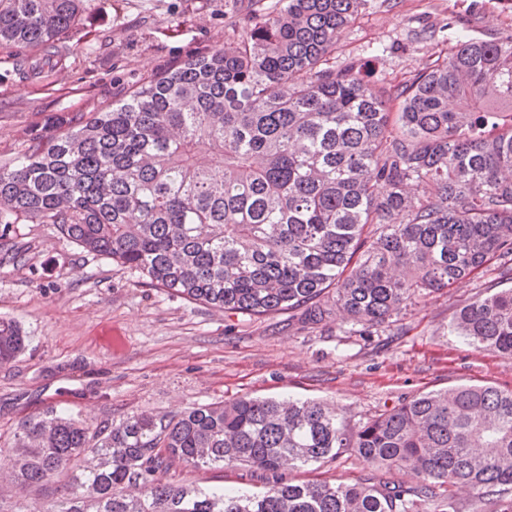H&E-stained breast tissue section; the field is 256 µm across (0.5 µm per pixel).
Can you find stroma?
I'll return each instance as SVG.
<instances>
[{"label": "stroma", "mask_w": 512, "mask_h": 512, "mask_svg": "<svg viewBox=\"0 0 512 512\" xmlns=\"http://www.w3.org/2000/svg\"><path fill=\"white\" fill-rule=\"evenodd\" d=\"M249 10L250 0H93L50 46L0 44V164L57 134L59 120L104 111L143 78L223 44ZM461 25L477 40L510 38L512 0H367L330 62L354 67L371 89L397 86L447 54ZM8 242L21 259H0V317L18 321L30 344L0 365V448L12 446L24 417L51 407L93 431L141 413L169 418L241 396H292L323 401L353 426L428 391L512 387V360L451 331L463 307L512 287L494 271L420 297L377 334L358 336L336 315L304 330L284 313L250 320L189 303L50 224L14 225ZM369 472L347 452L289 476L355 483ZM166 478L261 487L242 468L178 465Z\"/></svg>", "instance_id": "35a3bbf8"}]
</instances>
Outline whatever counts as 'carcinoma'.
Masks as SVG:
<instances>
[{
    "instance_id": "obj_1",
    "label": "carcinoma",
    "mask_w": 512,
    "mask_h": 512,
    "mask_svg": "<svg viewBox=\"0 0 512 512\" xmlns=\"http://www.w3.org/2000/svg\"><path fill=\"white\" fill-rule=\"evenodd\" d=\"M92 0H0V43L46 44ZM222 47L135 84L112 107L0 167V230L51 224L145 283L226 314L333 312L370 336L427 292L491 269L512 277V37L456 31L397 87L329 64L365 0H278ZM452 331L512 359V289L465 306ZM28 344L0 317V364ZM352 452L354 484L286 471ZM246 467L262 493L172 484L175 465ZM0 467L20 512H420L451 488L468 512H512V388L461 385L349 427L321 401L239 397L91 433L52 408L20 423ZM421 482L390 484L378 471Z\"/></svg>"
}]
</instances>
